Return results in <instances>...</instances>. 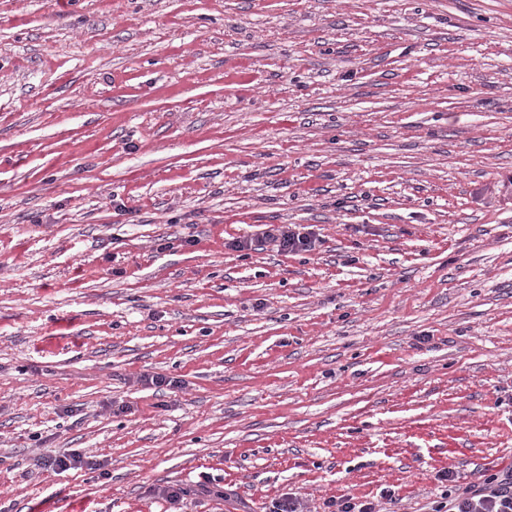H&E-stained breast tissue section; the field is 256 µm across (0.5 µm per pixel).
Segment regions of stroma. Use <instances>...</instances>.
<instances>
[{
    "label": "stroma",
    "mask_w": 512,
    "mask_h": 512,
    "mask_svg": "<svg viewBox=\"0 0 512 512\" xmlns=\"http://www.w3.org/2000/svg\"><path fill=\"white\" fill-rule=\"evenodd\" d=\"M511 180L512 0H0V512L512 468ZM263 228L254 237L246 241L232 240L229 246L236 250L242 251L245 249L255 250L267 245H273L281 252L300 253L309 252L315 247L316 238L310 229L302 232L308 227H298L297 225H288V227L281 224H263ZM294 226V227H290ZM262 249V248H261Z\"/></svg>",
    "instance_id": "obj_1"
}]
</instances>
